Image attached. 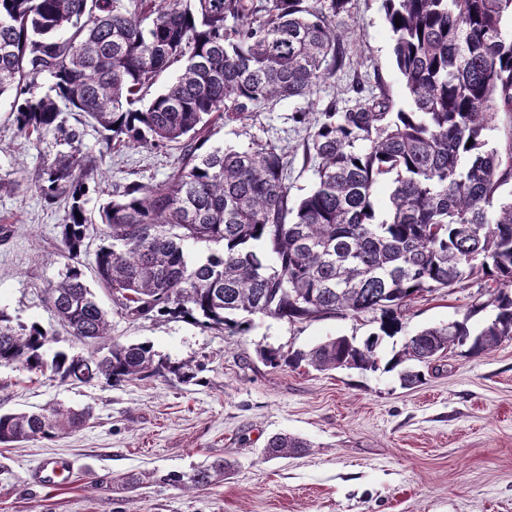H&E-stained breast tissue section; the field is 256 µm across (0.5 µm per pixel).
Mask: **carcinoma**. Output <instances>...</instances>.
I'll use <instances>...</instances> for the list:
<instances>
[{
  "instance_id": "obj_1",
  "label": "carcinoma",
  "mask_w": 512,
  "mask_h": 512,
  "mask_svg": "<svg viewBox=\"0 0 512 512\" xmlns=\"http://www.w3.org/2000/svg\"><path fill=\"white\" fill-rule=\"evenodd\" d=\"M352 9L353 0H0V97L13 95L18 133L56 130L70 147L32 179L47 204L66 201L60 233L75 261L47 302L69 333L97 345L94 355L59 351L48 362V332L0 311V367H49L81 383L179 374L149 345L111 340L79 261L92 237L97 283L134 321L188 316L242 334L258 315L294 323L379 314L378 331L361 342L262 351L271 367L376 371L382 337L401 331L413 299L471 279L497 284L494 318L477 333L465 320L423 329L385 370L400 369L413 386L423 376L409 361L512 340V141L503 151L489 142L498 114L512 116V28L503 24L512 0H382L408 109H395L382 81L356 79L355 97L328 102L317 118L295 113L307 132L300 152L255 140L202 150L212 125L242 124L265 102L308 100L344 71ZM178 62L177 77L149 95ZM43 74L55 95L32 92ZM69 112L94 122L107 152L177 151L172 172L160 184H125L88 210L100 169L79 148L82 132L67 127ZM298 159L313 176L301 196L288 183ZM200 244L219 249L200 259ZM90 415L61 404L0 413V445L77 432ZM307 447L280 433L265 452L286 459ZM225 474L216 458L162 481L200 490Z\"/></svg>"
}]
</instances>
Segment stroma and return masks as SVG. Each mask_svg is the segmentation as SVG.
<instances>
[{"mask_svg":"<svg viewBox=\"0 0 512 512\" xmlns=\"http://www.w3.org/2000/svg\"><path fill=\"white\" fill-rule=\"evenodd\" d=\"M348 39L370 59L397 107H406L381 0H355ZM344 85L338 77L312 100L268 102L246 124H216L207 145L244 148L259 140L293 149L305 135L293 112H319ZM11 105V97L0 98V181L21 187L0 193V225L9 228L0 234V310L50 330L49 352L87 356L93 346L60 327L47 304L48 288L71 263L60 237L64 208L25 185L68 147L52 131L38 142L18 134ZM173 164L170 153L118 147L103 158L106 176L88 205L105 202L116 183L163 182ZM485 287L474 279L414 299L402 331L383 338L380 361L425 327L464 320L480 330L495 314L487 305L470 311L475 301L486 304ZM96 295L114 341L150 345L157 358L189 365L196 376L183 382L168 373L112 386L0 367L2 413L53 403L93 409L76 433L0 446V461L13 472L0 481V512H512V341L478 356L457 348L426 369L422 384L407 388L397 373L381 369H274L258 356L266 347L306 351L336 336L364 339L378 329L372 313L301 323L257 317L240 336L181 318L133 321L108 292ZM280 432L311 446L287 460L267 458L265 445ZM215 458L231 472L207 489L187 492L162 481ZM55 459L73 462V470L54 486L31 485V469ZM130 475L139 486L122 487L120 477Z\"/></svg>","mask_w":512,"mask_h":512,"instance_id":"35a3bbf8","label":"stroma"}]
</instances>
